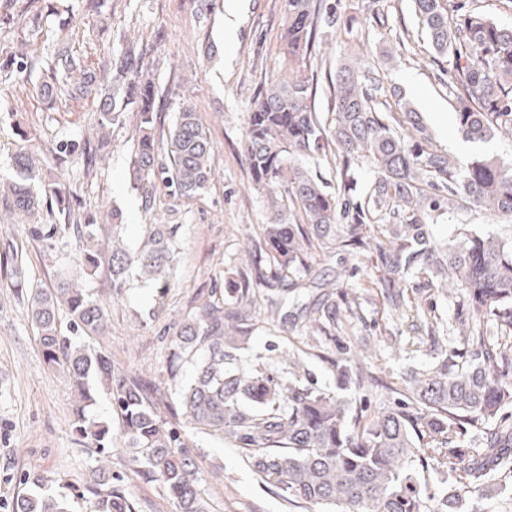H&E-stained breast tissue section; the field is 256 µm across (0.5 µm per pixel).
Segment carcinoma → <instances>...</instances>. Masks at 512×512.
Returning a JSON list of instances; mask_svg holds the SVG:
<instances>
[{
	"instance_id": "obj_1",
	"label": "carcinoma",
	"mask_w": 512,
	"mask_h": 512,
	"mask_svg": "<svg viewBox=\"0 0 512 512\" xmlns=\"http://www.w3.org/2000/svg\"><path fill=\"white\" fill-rule=\"evenodd\" d=\"M32 0H0V31L22 44L48 39L43 15ZM83 18L82 39L101 38L112 0H75ZM418 25L434 52L448 58L455 82L449 94L460 130L471 142L512 137V26L472 9L456 15L449 0H413ZM280 39L293 64L307 65L321 22L337 21L327 0H284ZM146 46L135 41L108 52L112 88L99 90L75 52L0 56V84L20 80L37 96L97 101L96 143L70 140L57 153L81 160L86 171L107 155L112 126L137 105L132 140V178L159 180L173 194L193 197L213 180L214 145L191 98L178 103L175 122L156 132L158 89ZM330 125L320 121L307 78L266 83L251 102L245 156L254 188L272 207L227 287L184 317L170 341L173 356L191 365L186 379L147 381L112 365L102 351L78 342L108 326L107 307L68 278L56 288L25 289L46 362L61 368L77 393L72 426L76 441L105 454L132 449L141 475L162 484L179 512H208L197 488V465L184 450L182 422L230 448L239 449L258 478L291 502L325 505L336 512H422L426 490L419 469L429 465L451 478L435 512H485L478 500L512 478V232L478 234L463 226L451 241L435 239L430 225L457 210L480 209L512 218V167L487 154L463 163L438 148L419 114L388 88L371 62L353 60L336 69ZM394 100L397 112L382 105ZM166 153L167 163L159 162ZM332 158L336 185L320 171ZM45 160L22 148L0 173V207L31 213L51 199L59 235L78 243L77 260L93 273L100 262L105 225L77 217L76 191L57 182L35 184ZM373 176L353 195L354 169ZM112 225L108 272L112 290L129 286L135 268L170 286L177 226L152 224L145 245L131 252ZM368 252L376 256L377 285L395 310L401 288L422 274L450 293L465 319L458 336L422 368L392 382L372 367L343 355L333 362L337 389L317 386L297 372L300 359L273 367L263 357L237 354L251 333L246 307L257 299L282 327L303 322L311 349L336 344L346 334L336 300L350 312L360 304L347 291L322 287L319 252ZM69 316L64 335L59 312ZM380 392L388 405L368 413L365 400ZM105 398L108 419L86 415ZM96 512H139L123 485L104 472L87 486ZM14 512H70L50 494L23 493Z\"/></svg>"
}]
</instances>
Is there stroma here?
<instances>
[{"instance_id": "stroma-1", "label": "stroma", "mask_w": 512, "mask_h": 512, "mask_svg": "<svg viewBox=\"0 0 512 512\" xmlns=\"http://www.w3.org/2000/svg\"><path fill=\"white\" fill-rule=\"evenodd\" d=\"M332 2L343 23L319 25L315 52L304 69L322 118H330L333 110L330 77L354 53L355 37L361 33L368 41V56L382 63L385 84L399 88L412 103L439 148L463 159L489 153L512 163L511 137L471 144L460 131L448 92V64L431 51L412 0H377L376 10L385 18L381 25L367 13V0ZM224 3L112 0L111 25L103 39L75 44L86 71L102 87L107 84L106 51L120 50L132 39L152 46L149 61L158 88V133L171 128L179 97L186 93L213 140L215 176L204 193L186 198L170 194L160 184L148 191L136 188L130 141L135 116L130 111L114 125L108 160L96 174L85 176L76 163L48 168L50 178L76 186L81 214L102 220L108 211H118L119 232L130 247L140 245L150 225H177L170 287L137 276L122 295H115L106 267L86 276L73 264L74 240L57 239L50 250L43 238L33 235V228L46 230L57 223L52 209L42 207L33 220L0 210V256L10 249L22 255L17 266L0 270V512H12L13 501L23 491L22 471L41 472L58 491L66 485L93 483L98 466L93 450L75 441L74 392L65 374L45 362L18 287L50 288L61 274H69L109 310L108 329L93 337L91 346L106 352L116 367L161 381L167 377L174 323L195 312L212 289L234 277L238 255L259 225L269 220L263 197L250 183L244 134L247 109L257 91L292 71L280 50L283 0H243L241 27L229 43L224 40ZM96 119L92 101L62 99L50 109L26 86L9 84L0 92V171L8 170L20 147L44 156L56 144L91 135ZM148 194L154 199L150 210L144 203ZM464 224L482 233L501 232L512 227V220L483 211L447 213L432 233L437 240H448ZM320 268L338 276L339 287L358 298L363 317L352 320V336L368 338V358L383 377L395 378L407 364L429 360V344H418L417 339L426 335L434 317L447 321L451 330L459 328L457 307L427 277L411 280L404 290L408 307L419 310L414 319L383 300L369 255L325 256ZM250 315L253 332L243 356L259 354L283 367V355L293 351L298 333L268 321L262 307H252ZM186 444L197 463L198 488L209 512H307L303 504L283 500L276 488L261 482L240 450L193 431ZM111 467L140 512H177L163 486L137 473L129 450L113 449Z\"/></svg>"}]
</instances>
